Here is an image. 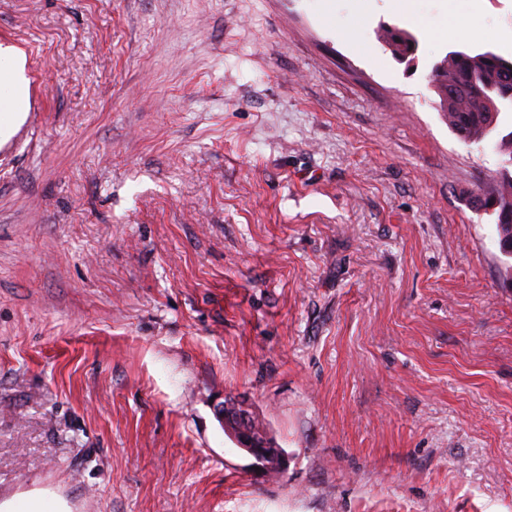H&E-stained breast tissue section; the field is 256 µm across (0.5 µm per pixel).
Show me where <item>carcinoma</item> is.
<instances>
[{
    "instance_id": "obj_1",
    "label": "carcinoma",
    "mask_w": 512,
    "mask_h": 512,
    "mask_svg": "<svg viewBox=\"0 0 512 512\" xmlns=\"http://www.w3.org/2000/svg\"><path fill=\"white\" fill-rule=\"evenodd\" d=\"M378 36L398 60L415 58L414 34L383 25ZM432 76L448 127L466 143H493L512 164V130L505 121V115H512V61L492 50L450 51L433 65ZM469 203L494 217L499 242H512V175L502 174L494 193H474Z\"/></svg>"
}]
</instances>
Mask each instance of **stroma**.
<instances>
[{
  "label": "stroma",
  "instance_id": "1",
  "mask_svg": "<svg viewBox=\"0 0 512 512\" xmlns=\"http://www.w3.org/2000/svg\"><path fill=\"white\" fill-rule=\"evenodd\" d=\"M0 0V505L512 512V259L448 51L512 0ZM466 12L482 37L449 36ZM404 24L397 61L376 31ZM288 456L266 476L224 396ZM377 33L398 60L409 61L415 58L418 40L411 32L396 26L383 25ZM24 65V58L15 48L0 45V86L10 90V95L3 100H12L11 112H20L26 102L27 80L24 76Z\"/></svg>",
  "mask_w": 512,
  "mask_h": 512
}]
</instances>
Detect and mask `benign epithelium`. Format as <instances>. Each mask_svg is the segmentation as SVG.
<instances>
[{"mask_svg": "<svg viewBox=\"0 0 512 512\" xmlns=\"http://www.w3.org/2000/svg\"><path fill=\"white\" fill-rule=\"evenodd\" d=\"M229 404L235 407L231 413L224 411L225 403L220 402L214 405L213 411L221 420L227 422L226 431L236 445L249 454L254 460L262 462L261 468L267 472L274 470L283 473L286 468L285 454L279 452L271 455L267 452L268 435L261 430L255 432L250 429L252 415L249 408L237 400L231 398Z\"/></svg>", "mask_w": 512, "mask_h": 512, "instance_id": "7a95c632", "label": "benign epithelium"}]
</instances>
